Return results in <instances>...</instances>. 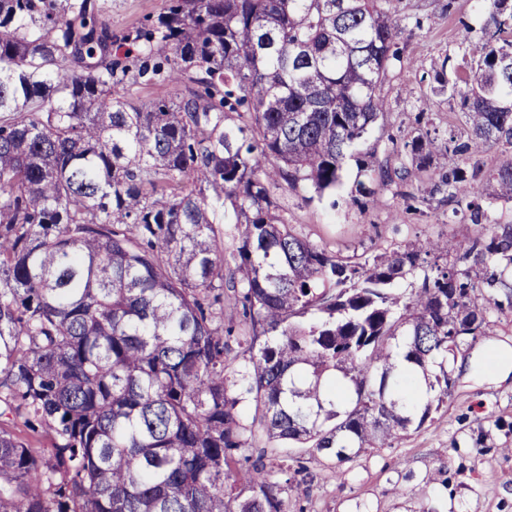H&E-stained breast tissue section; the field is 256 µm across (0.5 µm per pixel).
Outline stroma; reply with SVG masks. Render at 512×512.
I'll return each instance as SVG.
<instances>
[{
  "label": "stroma",
  "instance_id": "obj_1",
  "mask_svg": "<svg viewBox=\"0 0 512 512\" xmlns=\"http://www.w3.org/2000/svg\"><path fill=\"white\" fill-rule=\"evenodd\" d=\"M114 32L141 26L163 0H105ZM488 10L477 0H402L396 47L401 60L382 86L388 106L366 140L344 163L336 189L323 195L281 189V215L294 233L331 252L374 256L419 238L456 244L477 231L458 213L431 171L394 181L376 200L356 196L358 182L402 163L396 149L431 130L437 147L464 135L460 96L440 89L441 70H454L469 46L468 30H480ZM430 186L428 200L416 199ZM499 334L477 340L458 357L454 387L431 422L395 447L360 452L344 480L322 472L308 491V512H512V311L493 312ZM400 486L402 495L391 492Z\"/></svg>",
  "mask_w": 512,
  "mask_h": 512
}]
</instances>
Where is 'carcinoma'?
<instances>
[{
	"mask_svg": "<svg viewBox=\"0 0 512 512\" xmlns=\"http://www.w3.org/2000/svg\"><path fill=\"white\" fill-rule=\"evenodd\" d=\"M400 2L164 0L119 37L96 0H0V512H288L317 455L341 480L448 402L512 310V155L480 164L512 150V0L440 77L469 135L441 162L405 141L396 172L433 170L477 234L344 256L275 198L336 189L387 108ZM143 83L184 91L138 106Z\"/></svg>",
	"mask_w": 512,
	"mask_h": 512,
	"instance_id": "cac0c4a2",
	"label": "carcinoma"
}]
</instances>
